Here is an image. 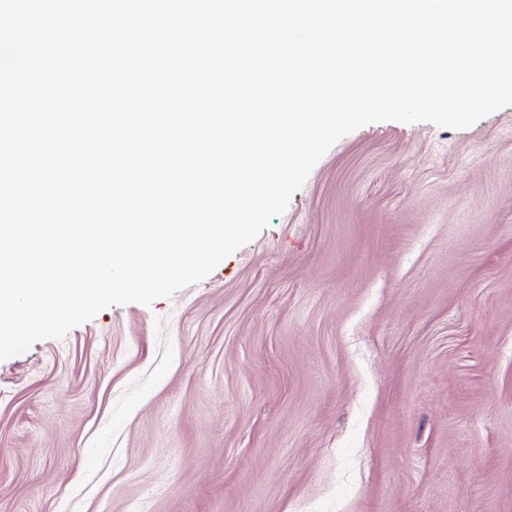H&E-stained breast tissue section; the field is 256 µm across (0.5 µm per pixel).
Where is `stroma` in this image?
<instances>
[{"label":"stroma","instance_id":"stroma-1","mask_svg":"<svg viewBox=\"0 0 512 512\" xmlns=\"http://www.w3.org/2000/svg\"><path fill=\"white\" fill-rule=\"evenodd\" d=\"M512 512V106L337 141L200 283L0 361V512Z\"/></svg>","mask_w":512,"mask_h":512}]
</instances>
